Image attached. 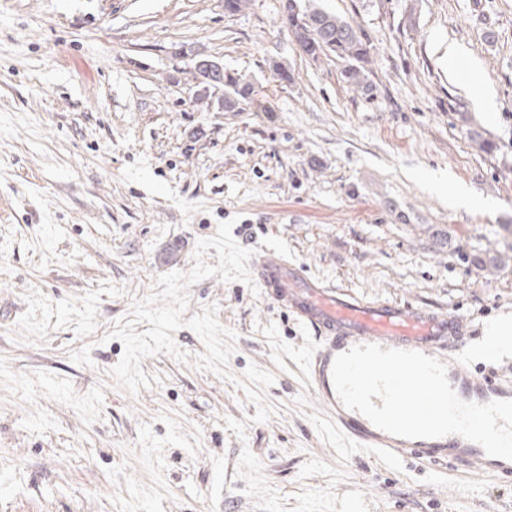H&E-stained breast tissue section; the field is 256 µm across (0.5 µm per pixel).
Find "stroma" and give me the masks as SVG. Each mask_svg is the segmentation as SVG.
<instances>
[{
    "label": "stroma",
    "instance_id": "1",
    "mask_svg": "<svg viewBox=\"0 0 512 512\" xmlns=\"http://www.w3.org/2000/svg\"><path fill=\"white\" fill-rule=\"evenodd\" d=\"M313 4L368 40L369 92L297 50L283 0H0V512H512V481L359 446L311 333L244 283L188 292L237 334L229 378L164 353L137 393L111 374L115 323L228 221L360 299L464 317L463 363L512 380L486 352L512 318L488 262L512 250V0ZM196 53L251 97L197 95Z\"/></svg>",
    "mask_w": 512,
    "mask_h": 512
}]
</instances>
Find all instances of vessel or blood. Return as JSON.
Listing matches in <instances>:
<instances>
[{"mask_svg": "<svg viewBox=\"0 0 512 512\" xmlns=\"http://www.w3.org/2000/svg\"><path fill=\"white\" fill-rule=\"evenodd\" d=\"M250 266L260 286L301 325L315 332L317 348L309 362V379L323 409L345 426L363 447L389 457L464 462L500 479L512 477V464L489 457L462 436L406 439L375 427L362 414L346 408L332 382L334 358L358 344L418 351L442 362L457 395L486 403L512 399V381L476 376L456 360L468 338V324L459 315L427 306L364 302L305 274L301 266L263 251L254 252Z\"/></svg>", "mask_w": 512, "mask_h": 512, "instance_id": "obj_1", "label": "vessel or blood"}]
</instances>
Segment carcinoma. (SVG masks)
Wrapping results in <instances>:
<instances>
[{
	"label": "carcinoma",
	"instance_id": "carcinoma-1",
	"mask_svg": "<svg viewBox=\"0 0 512 512\" xmlns=\"http://www.w3.org/2000/svg\"><path fill=\"white\" fill-rule=\"evenodd\" d=\"M313 16V28L324 42L332 44L328 52L339 58L359 63L351 72H343L345 82L364 92L370 91L365 63L368 62L370 47L363 41L357 30L347 21L322 9H308Z\"/></svg>",
	"mask_w": 512,
	"mask_h": 512
}]
</instances>
